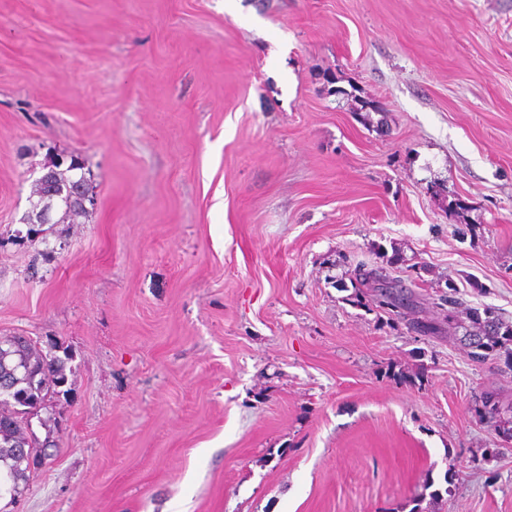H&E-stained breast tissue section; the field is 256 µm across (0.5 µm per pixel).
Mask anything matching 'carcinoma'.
<instances>
[{
  "label": "carcinoma",
  "mask_w": 512,
  "mask_h": 512,
  "mask_svg": "<svg viewBox=\"0 0 512 512\" xmlns=\"http://www.w3.org/2000/svg\"><path fill=\"white\" fill-rule=\"evenodd\" d=\"M89 192L88 181H79L73 169L58 170L54 188L61 209L57 223L69 224L87 211L70 208L66 199L75 186ZM66 381L64 360L42 355L32 341L23 336H0V493L11 499L20 494L19 485L26 481L34 457L21 448L47 449L51 444L40 441L32 430L31 417L45 402L58 393Z\"/></svg>",
  "instance_id": "cac0c4a2"
}]
</instances>
